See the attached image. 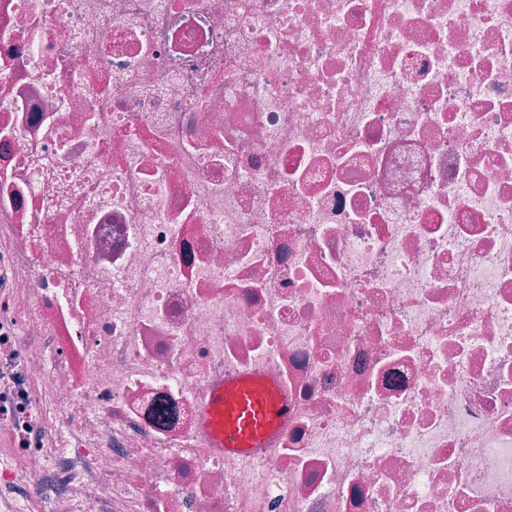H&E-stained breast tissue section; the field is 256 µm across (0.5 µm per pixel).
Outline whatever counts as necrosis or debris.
Masks as SVG:
<instances>
[{
  "label": "necrosis or debris",
  "mask_w": 512,
  "mask_h": 512,
  "mask_svg": "<svg viewBox=\"0 0 512 512\" xmlns=\"http://www.w3.org/2000/svg\"><path fill=\"white\" fill-rule=\"evenodd\" d=\"M3 430L5 512H512V0H0ZM292 405L276 381L263 374H243L210 391L201 429L212 447L226 456L249 455L263 448L277 427L288 419Z\"/></svg>",
  "instance_id": "1"
}]
</instances>
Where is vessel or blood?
<instances>
[{"label":"vessel or blood","instance_id":"obj_1","mask_svg":"<svg viewBox=\"0 0 512 512\" xmlns=\"http://www.w3.org/2000/svg\"><path fill=\"white\" fill-rule=\"evenodd\" d=\"M291 411L287 395L272 377L243 374L210 391L201 428L213 447L240 457L264 447Z\"/></svg>","mask_w":512,"mask_h":512}]
</instances>
